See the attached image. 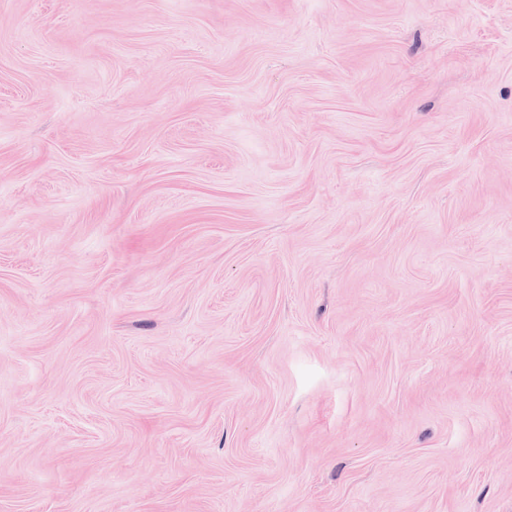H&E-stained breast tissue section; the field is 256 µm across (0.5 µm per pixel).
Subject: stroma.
<instances>
[{
	"mask_svg": "<svg viewBox=\"0 0 512 512\" xmlns=\"http://www.w3.org/2000/svg\"><path fill=\"white\" fill-rule=\"evenodd\" d=\"M0 512H512V0H0Z\"/></svg>",
	"mask_w": 512,
	"mask_h": 512,
	"instance_id": "1",
	"label": "stroma"
}]
</instances>
